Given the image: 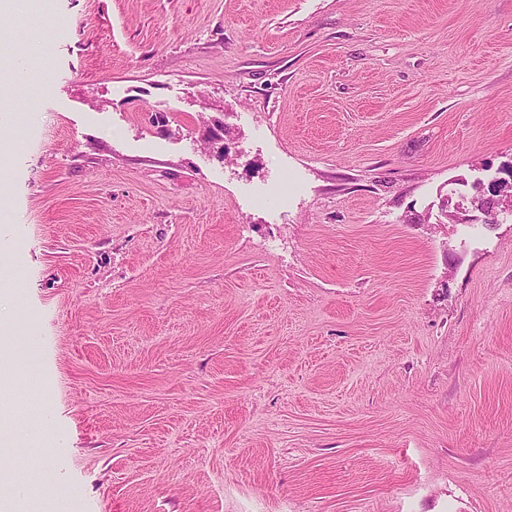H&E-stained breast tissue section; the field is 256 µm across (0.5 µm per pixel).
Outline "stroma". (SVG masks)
<instances>
[{
    "label": "stroma",
    "mask_w": 512,
    "mask_h": 512,
    "mask_svg": "<svg viewBox=\"0 0 512 512\" xmlns=\"http://www.w3.org/2000/svg\"><path fill=\"white\" fill-rule=\"evenodd\" d=\"M0 35V309L47 404L10 397L0 502L512 512V0H14Z\"/></svg>",
    "instance_id": "35a3bbf8"
}]
</instances>
